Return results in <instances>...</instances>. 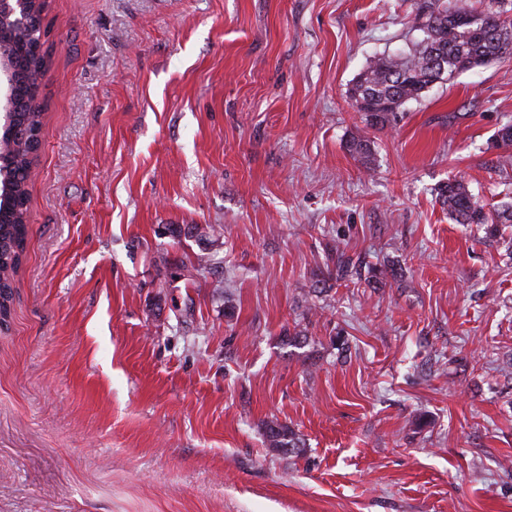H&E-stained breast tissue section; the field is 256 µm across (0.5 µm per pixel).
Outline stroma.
<instances>
[{"mask_svg": "<svg viewBox=\"0 0 512 512\" xmlns=\"http://www.w3.org/2000/svg\"><path fill=\"white\" fill-rule=\"evenodd\" d=\"M416 2L48 0L0 512H512V248L439 196L512 207V57L368 127ZM443 205L448 207V216L459 224L486 225V232L493 237L503 235L496 220L484 209V205L467 189L464 183L457 179L448 180L441 191ZM265 436L269 448L273 451L283 450L288 451V453H293L296 452L298 448H301V442L296 433H294L288 425L277 420L266 422Z\"/></svg>", "mask_w": 512, "mask_h": 512, "instance_id": "stroma-1", "label": "stroma"}]
</instances>
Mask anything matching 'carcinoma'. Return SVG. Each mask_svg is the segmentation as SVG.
<instances>
[{"mask_svg":"<svg viewBox=\"0 0 512 512\" xmlns=\"http://www.w3.org/2000/svg\"><path fill=\"white\" fill-rule=\"evenodd\" d=\"M504 0H490L477 12L465 0L452 8L419 6L424 37L403 56H382L372 60L349 89L358 111L364 112L371 127H385L395 111L421 96L440 66L453 76L486 64L487 60L512 55V19L505 16ZM30 22L26 28L3 26L0 38L13 54L19 100L13 127L15 136L0 138V179L8 184L0 200V331L8 325L13 301V283L28 234L29 190L34 162L33 132L43 126L38 103L41 79L47 70L46 40L41 38L45 0H27ZM448 216L459 224L486 226L495 237L505 230L484 209V205L457 179L448 180L441 191ZM265 436L274 451L295 452L300 439L288 425L266 422Z\"/></svg>","mask_w":512,"mask_h":512,"instance_id":"carcinoma-1","label":"carcinoma"}]
</instances>
